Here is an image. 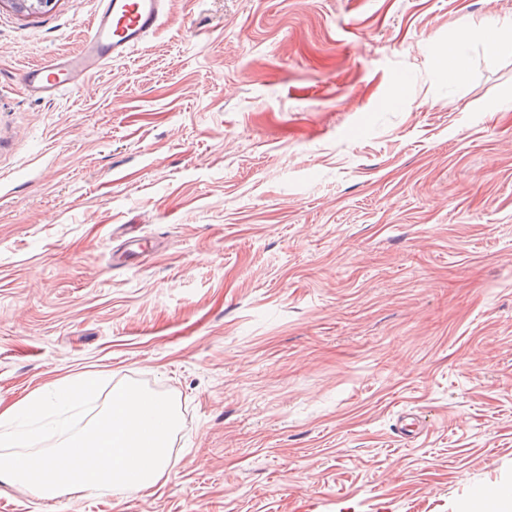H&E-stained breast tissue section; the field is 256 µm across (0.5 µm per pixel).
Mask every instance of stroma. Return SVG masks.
<instances>
[{
  "mask_svg": "<svg viewBox=\"0 0 512 512\" xmlns=\"http://www.w3.org/2000/svg\"><path fill=\"white\" fill-rule=\"evenodd\" d=\"M97 9L0 0V408L87 372L93 411L138 381L181 424L152 489L0 484V512H490L512 56L483 39L512 0H171L145 47L31 96ZM127 224L145 251L121 265ZM471 31L467 27L461 28L457 41L446 49L445 54L448 58V67L452 68L453 73L457 76L463 74L462 68V49L470 39Z\"/></svg>",
  "mask_w": 512,
  "mask_h": 512,
  "instance_id": "stroma-1",
  "label": "stroma"
}]
</instances>
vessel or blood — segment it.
I'll return each instance as SVG.
<instances>
[{
  "mask_svg": "<svg viewBox=\"0 0 512 512\" xmlns=\"http://www.w3.org/2000/svg\"><path fill=\"white\" fill-rule=\"evenodd\" d=\"M167 14L168 0H99L81 49L67 58L31 67L24 77L27 89L52 97L84 84L112 60L126 57L143 45Z\"/></svg>",
  "mask_w": 512,
  "mask_h": 512,
  "instance_id": "obj_1",
  "label": "vessel or blood"
}]
</instances>
